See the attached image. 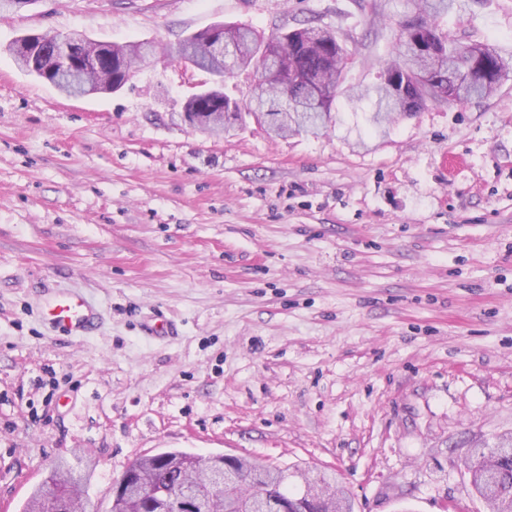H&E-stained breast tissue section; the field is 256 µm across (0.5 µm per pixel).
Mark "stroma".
Returning <instances> with one entry per match:
<instances>
[{
    "mask_svg": "<svg viewBox=\"0 0 512 512\" xmlns=\"http://www.w3.org/2000/svg\"><path fill=\"white\" fill-rule=\"evenodd\" d=\"M440 27L512 65V0ZM415 0H35L0 11V512L63 460L87 512L162 450L335 472L354 512H485L469 448L512 432V79L371 129L338 95L318 135L182 118L208 76L172 57L214 23L335 30L376 83ZM27 33L162 47L82 98L21 72ZM81 293L97 335H54ZM178 332L143 329L155 311Z\"/></svg>",
    "mask_w": 512,
    "mask_h": 512,
    "instance_id": "stroma-1",
    "label": "stroma"
}]
</instances>
